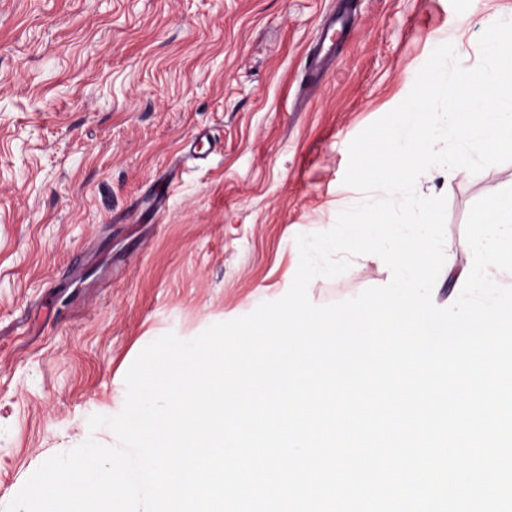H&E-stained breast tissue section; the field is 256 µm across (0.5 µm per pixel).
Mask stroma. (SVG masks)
I'll list each match as a JSON object with an SVG mask.
<instances>
[{"label":"stroma","instance_id":"35a3bbf8","mask_svg":"<svg viewBox=\"0 0 512 512\" xmlns=\"http://www.w3.org/2000/svg\"><path fill=\"white\" fill-rule=\"evenodd\" d=\"M332 12L350 32L308 95L307 53ZM511 14L512 0H0V512L49 457L116 444L88 419L121 411L146 345L284 296L296 236L363 199L343 183L352 139L440 42L473 68L490 20ZM203 130L208 158L180 161ZM509 187L512 162L418 181L447 199L437 306L472 267V205ZM390 280L362 255L308 296Z\"/></svg>","mask_w":512,"mask_h":512}]
</instances>
